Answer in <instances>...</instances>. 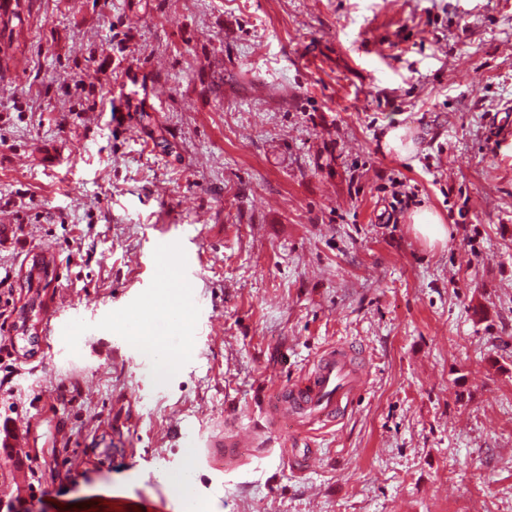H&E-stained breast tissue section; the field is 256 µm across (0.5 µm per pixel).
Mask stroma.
I'll return each mask as SVG.
<instances>
[{
  "mask_svg": "<svg viewBox=\"0 0 512 512\" xmlns=\"http://www.w3.org/2000/svg\"><path fill=\"white\" fill-rule=\"evenodd\" d=\"M17 12L0 197L28 233L0 238V267L31 318L8 337L0 455L15 433L31 454L0 486L20 465L36 491L0 512H183L179 481L200 512H512V0ZM419 208L445 241L414 231ZM165 239L194 273L178 322ZM336 345L364 373L354 408L312 431L269 412V381ZM240 427L253 446L214 469L206 440ZM411 222L414 231L429 244L442 242L448 237L446 224H442L439 217L426 208L416 210L411 215ZM132 338L136 343L143 346L151 356L160 358L163 364L169 361L171 351L160 337L153 336L150 332H142Z\"/></svg>",
  "mask_w": 512,
  "mask_h": 512,
  "instance_id": "stroma-1",
  "label": "stroma"
}]
</instances>
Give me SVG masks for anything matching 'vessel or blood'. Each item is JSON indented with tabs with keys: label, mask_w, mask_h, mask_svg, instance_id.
<instances>
[{
	"label": "vessel or blood",
	"mask_w": 512,
	"mask_h": 512,
	"mask_svg": "<svg viewBox=\"0 0 512 512\" xmlns=\"http://www.w3.org/2000/svg\"><path fill=\"white\" fill-rule=\"evenodd\" d=\"M364 382L363 374L354 366L350 352L333 347L321 354L313 368L296 383L272 389V408L276 414L288 416L304 424L330 421L355 400ZM246 441L245 435L212 440L208 457L215 465L238 458Z\"/></svg>",
	"instance_id": "vessel-or-blood-1"
}]
</instances>
